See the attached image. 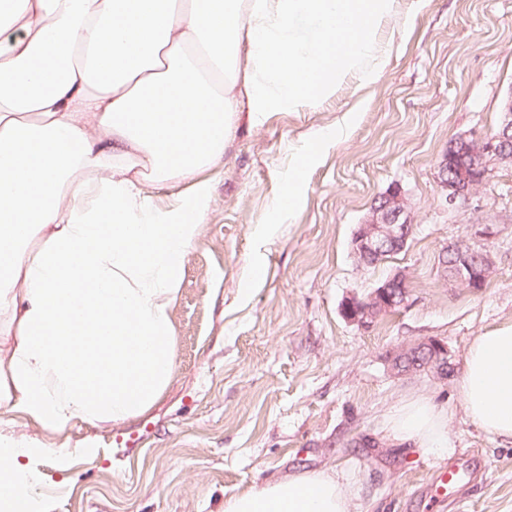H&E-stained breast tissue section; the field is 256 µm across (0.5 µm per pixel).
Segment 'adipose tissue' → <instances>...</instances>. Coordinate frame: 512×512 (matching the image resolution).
Masks as SVG:
<instances>
[{"label":"adipose tissue","instance_id":"ef3b65f1","mask_svg":"<svg viewBox=\"0 0 512 512\" xmlns=\"http://www.w3.org/2000/svg\"><path fill=\"white\" fill-rule=\"evenodd\" d=\"M0 20V412L51 433L149 410L175 369L170 308L208 209L201 174L234 117L301 110L385 67L396 0H4ZM302 21L317 36L297 32ZM316 134L278 199L292 207ZM187 184L160 208L151 187ZM467 420L512 442V323L476 336L460 382ZM389 436L447 455L448 413L396 406ZM69 450L0 438V512ZM344 474L304 471L224 499V512H352Z\"/></svg>","mask_w":512,"mask_h":512}]
</instances>
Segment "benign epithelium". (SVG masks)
<instances>
[{
  "label": "benign epithelium",
  "mask_w": 512,
  "mask_h": 512,
  "mask_svg": "<svg viewBox=\"0 0 512 512\" xmlns=\"http://www.w3.org/2000/svg\"><path fill=\"white\" fill-rule=\"evenodd\" d=\"M512 89L504 97L496 129L480 136L460 135L449 143L437 162L438 186L445 202L453 205L468 199L499 167H512ZM413 222L401 190L393 186L384 192L358 224L352 239L353 253L361 265L400 252L412 233ZM454 255L453 261L444 259ZM440 259L443 277L469 288L484 286L491 269V255L484 250L464 248L458 243L444 247ZM406 276L393 274L378 284L366 297L344 300L343 317L360 328H369L382 315L407 301ZM425 357L421 368L438 378H448V350L436 339H423L403 347L398 354Z\"/></svg>",
  "instance_id": "1"
}]
</instances>
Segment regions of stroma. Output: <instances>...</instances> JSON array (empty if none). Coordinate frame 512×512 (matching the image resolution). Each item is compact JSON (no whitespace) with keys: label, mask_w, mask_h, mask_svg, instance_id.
Here are the masks:
<instances>
[{"label":"stroma","mask_w":512,"mask_h":512,"mask_svg":"<svg viewBox=\"0 0 512 512\" xmlns=\"http://www.w3.org/2000/svg\"><path fill=\"white\" fill-rule=\"evenodd\" d=\"M379 79L349 81L299 111L240 116L184 262L171 322L176 367L159 400L120 424L76 422L72 454L28 459L37 512H224L226 495L306 470L350 479L356 512H512V444L466 422L459 381L472 340L512 322V168L447 205L436 163L451 139L500 120L512 90V0H401L380 31ZM344 126L308 166L291 211L275 207L310 134ZM413 219L405 248L358 264L353 234L391 186ZM489 224L493 235L476 236ZM487 248L481 290L444 279L450 242ZM258 283H251L254 263ZM405 306L366 330L341 315L394 273ZM435 338L448 378L397 374L390 357ZM422 394L448 410L453 461L477 479L457 509L437 487L444 459L388 439L387 418Z\"/></svg>","instance_id":"35a3bbf8"}]
</instances>
